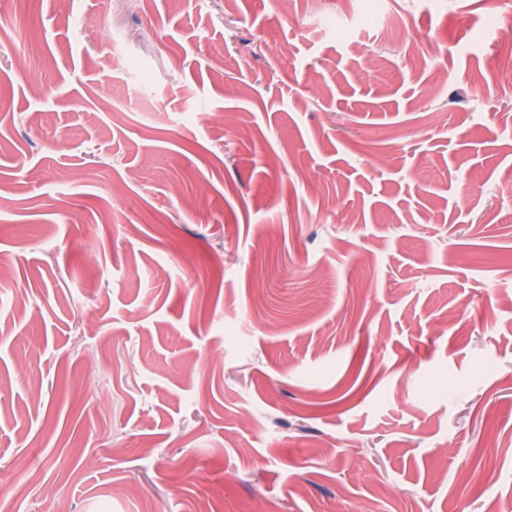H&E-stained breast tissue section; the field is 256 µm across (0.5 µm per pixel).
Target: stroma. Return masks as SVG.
I'll return each instance as SVG.
<instances>
[{"instance_id":"35a3bbf8","label":"stroma","mask_w":512,"mask_h":512,"mask_svg":"<svg viewBox=\"0 0 512 512\" xmlns=\"http://www.w3.org/2000/svg\"><path fill=\"white\" fill-rule=\"evenodd\" d=\"M377 2L0 9V512H512V33Z\"/></svg>"}]
</instances>
